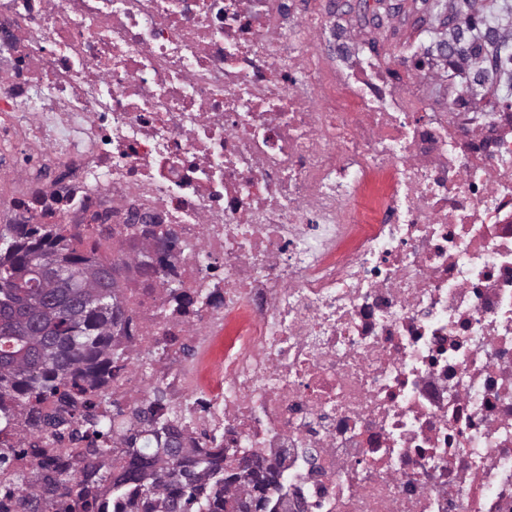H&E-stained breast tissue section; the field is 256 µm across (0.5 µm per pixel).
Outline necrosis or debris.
<instances>
[{
	"instance_id": "4bbe7bcc",
	"label": "necrosis or debris",
	"mask_w": 512,
	"mask_h": 512,
	"mask_svg": "<svg viewBox=\"0 0 512 512\" xmlns=\"http://www.w3.org/2000/svg\"><path fill=\"white\" fill-rule=\"evenodd\" d=\"M394 37L365 0H0V223L112 260L119 430L162 393L289 512H512V88L425 94Z\"/></svg>"
}]
</instances>
